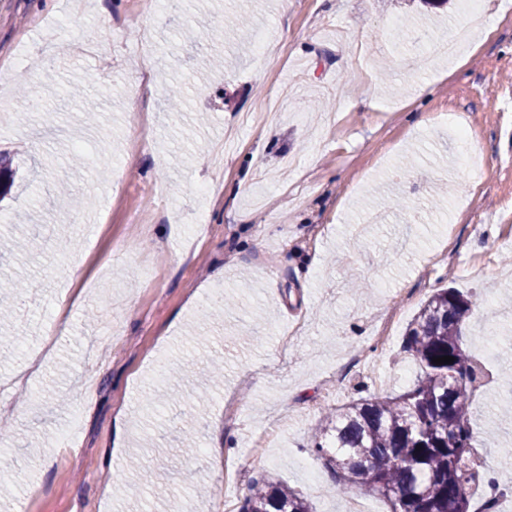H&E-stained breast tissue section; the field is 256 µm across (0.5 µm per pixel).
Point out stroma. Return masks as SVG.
<instances>
[{
  "label": "stroma",
  "mask_w": 512,
  "mask_h": 512,
  "mask_svg": "<svg viewBox=\"0 0 512 512\" xmlns=\"http://www.w3.org/2000/svg\"><path fill=\"white\" fill-rule=\"evenodd\" d=\"M228 10L249 24L208 41ZM486 14L451 59L399 36L401 18L419 20L403 0H167L152 18L142 0H0V65L27 74L0 90L16 170L0 234L20 215L40 232L29 253L0 252V276L27 283L12 302L22 344L0 337V406L15 414L0 427V512H142L146 499L165 512L202 486L217 505L264 475L313 512L355 499L389 512L336 494L310 436L325 411L404 391L406 327L448 286L479 300L463 329L482 370L471 426L512 488L498 453L512 420L496 410L512 370L499 283L512 274V0ZM187 26L200 38L182 39ZM190 76L188 112L168 111L166 88ZM286 83L288 115L237 129ZM47 112L67 137L41 138ZM75 148L92 161L72 183L79 209L56 197ZM221 294L232 305L216 316ZM399 307L380 347L374 327ZM24 369L36 376L21 397L8 383Z\"/></svg>",
  "instance_id": "obj_1"
}]
</instances>
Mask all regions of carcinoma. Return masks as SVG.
Instances as JSON below:
<instances>
[{"label": "carcinoma", "instance_id": "carcinoma-1", "mask_svg": "<svg viewBox=\"0 0 512 512\" xmlns=\"http://www.w3.org/2000/svg\"><path fill=\"white\" fill-rule=\"evenodd\" d=\"M15 171L0 154V198ZM478 300L444 288L409 324L403 354L418 373L403 393L361 397L326 413L311 436L336 476V493L356 489L385 498L391 512H470L482 476L470 426L474 365L462 325ZM452 356L449 364L434 358ZM239 512H312L295 490L270 478L248 487Z\"/></svg>", "mask_w": 512, "mask_h": 512}]
</instances>
